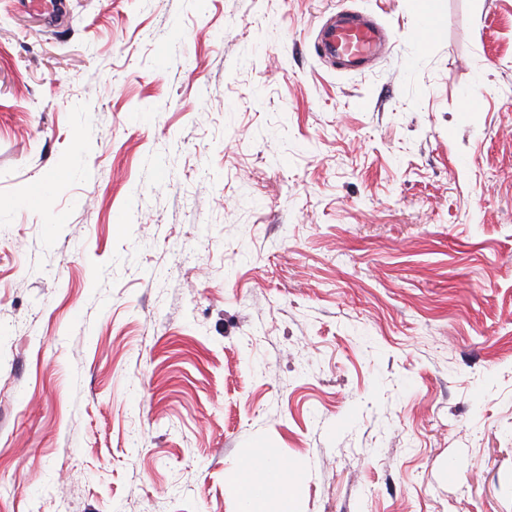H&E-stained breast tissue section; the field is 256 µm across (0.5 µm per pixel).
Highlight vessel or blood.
<instances>
[{
	"label": "vessel or blood",
	"instance_id": "vessel-or-blood-1",
	"mask_svg": "<svg viewBox=\"0 0 512 512\" xmlns=\"http://www.w3.org/2000/svg\"><path fill=\"white\" fill-rule=\"evenodd\" d=\"M384 40L383 30L361 14L337 11L319 31L318 48L341 69L364 70Z\"/></svg>",
	"mask_w": 512,
	"mask_h": 512
}]
</instances>
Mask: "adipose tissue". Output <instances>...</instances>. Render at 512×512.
<instances>
[{"label": "adipose tissue", "mask_w": 512, "mask_h": 512, "mask_svg": "<svg viewBox=\"0 0 512 512\" xmlns=\"http://www.w3.org/2000/svg\"><path fill=\"white\" fill-rule=\"evenodd\" d=\"M284 470V463L275 458L244 460L240 472L233 478L240 512H266L265 506L272 500L287 506L290 488L282 479Z\"/></svg>", "instance_id": "ef3b65f1"}]
</instances>
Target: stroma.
Instances as JSON below:
<instances>
[{"label":"stroma","instance_id":"1","mask_svg":"<svg viewBox=\"0 0 512 512\" xmlns=\"http://www.w3.org/2000/svg\"><path fill=\"white\" fill-rule=\"evenodd\" d=\"M58 2L0 0V512H239L246 448L512 512V0ZM383 30L361 14L338 10L319 31L318 48L343 70L363 71L377 54Z\"/></svg>","mask_w":512,"mask_h":512}]
</instances>
